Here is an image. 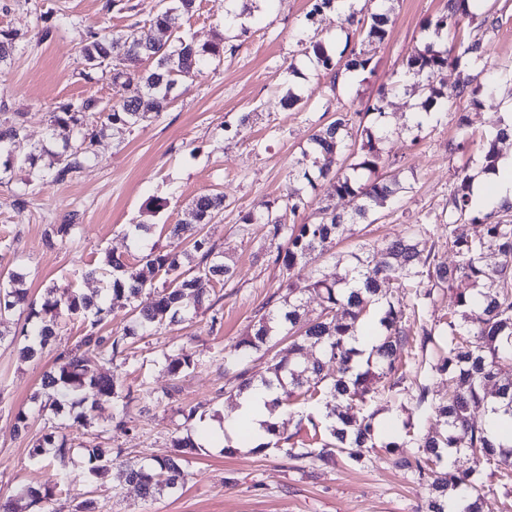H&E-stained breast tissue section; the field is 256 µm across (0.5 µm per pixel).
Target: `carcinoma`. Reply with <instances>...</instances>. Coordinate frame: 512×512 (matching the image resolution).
<instances>
[{
	"label": "carcinoma",
	"instance_id": "obj_1",
	"mask_svg": "<svg viewBox=\"0 0 512 512\" xmlns=\"http://www.w3.org/2000/svg\"><path fill=\"white\" fill-rule=\"evenodd\" d=\"M471 2L447 0L444 12L422 25L428 40L403 62L401 79L394 87L412 83L422 93L420 107L424 112L432 111L443 99L475 96L483 88L480 77L484 71L472 74L461 67L464 56L485 59L483 40L478 38L459 47L442 44L448 31L457 28L462 19L473 16ZM196 11L197 0H175L172 7L159 0L150 22L172 33L180 29L182 18H190ZM336 15L340 23L356 24L365 30L360 45L338 58L320 41L309 40L308 49L335 77L343 71L374 72L376 46L388 34V0H377L361 16L355 10L347 14L338 11ZM17 39L13 33L0 31V63L13 54ZM81 54L82 75L90 79L94 74L109 73L113 83L127 89V95L106 106L88 98L62 103L50 112L49 138L61 142L62 151L40 149L50 156L46 170L36 168L33 155L24 159L36 180L46 175L57 182L67 180L92 159L94 142L108 129L130 128L148 118L150 112L158 115L166 111L180 85L223 56L224 44L218 40L200 45L182 35L174 36L169 43L151 41L141 35L134 23L110 36L87 35ZM450 66L458 72L455 84L447 89L442 75ZM382 136V128L367 126L363 120L357 122L348 112L336 113L334 120L312 135L311 149L303 157L317 170V179H312L307 170L303 178L312 186L320 182L327 199L349 198L352 213L345 216L326 204L318 208L314 222H288L286 216L296 217L311 206L301 190L294 189L285 195L283 213L267 204L259 216H247L244 223L263 225L266 237L278 242L274 263L289 271L312 252L328 253L336 238L357 233L356 219H366L392 204L399 182L394 177L378 176L385 164L378 147ZM24 137L23 113L15 112L1 121L0 155L11 154V146ZM511 138V126L497 129L486 147L481 170L495 169L500 155L498 144ZM356 144L357 159L350 165L349 174L339 164V156ZM473 180L468 168H462L448 195V249L457 257L455 264L443 262L436 243L423 237L422 225L412 224L405 234L384 245L382 261H374L371 250L362 246L350 254L349 263L339 276L316 278L304 285L288 282V299L284 304L261 316L253 335L239 343L240 353L224 357V366L238 369L239 396L254 385L253 378L242 368L247 351L268 347L278 336L292 338L291 358L274 362L271 377L262 380V384L279 391L277 408L295 396L346 403V410L333 407L326 414L329 423L325 430L331 441L324 440L320 447L302 453L288 451L292 458H310L330 465L343 457L358 462L368 449L376 447L372 416L357 417L350 409L363 406L376 396H406L402 388L406 366L402 350L410 343V337H419L423 349L429 344L436 347L439 363L431 372L448 375V398H434L430 372L424 373L413 395L416 403L435 419L436 430L408 431L403 442L385 444L395 467L428 482V512H480L482 485L474 472L452 471L445 466V459L453 453L468 451L479 465L492 462L501 478L512 480V448L494 443L486 428L471 419L472 409L479 406L512 417V203L474 206ZM222 212V192L199 195L190 203V214L197 224H211ZM455 224H475L477 234L457 235ZM193 250L200 254L193 265L185 263L182 254L154 245L142 248L140 269L112 260V285L99 302L72 292L59 294L54 286L47 289L36 313L39 321L22 329L26 344L21 354L25 358L35 356L49 344L63 311L72 316L91 313L100 322L112 307L128 305L133 313V326L123 336L87 334L63 353L59 364L43 376L42 386L53 391L45 406L57 413L62 402L76 399L87 386L97 389L102 397L121 398V388L97 375L82 348L93 347L113 359L125 352L127 336L139 332L150 335L167 320L184 319L186 297H194L207 310L212 308V283L219 278L232 279L235 269L224 261L206 235L194 240ZM157 271L163 273L165 280L162 288L154 290L152 304L135 306L147 284L145 273ZM389 282L397 285V296L386 301L378 320V342L362 370V352L352 346L351 339L368 309L380 303L382 285ZM445 287L455 294L457 318L448 320L447 334L441 335L429 323L426 300L433 296V290ZM310 290L321 294V311L316 317L305 319L301 313L302 297ZM25 302L22 277L16 272L9 273L8 280L0 282V321ZM324 359L336 364L335 376L322 374ZM194 365L192 355L184 354L170 359L168 370L180 375ZM46 448L55 449L61 457L70 451L66 439L58 441L51 433L34 451L40 454ZM174 448L176 452L170 457L129 466L128 481L138 485L143 497L153 498L165 490H174L183 481L181 462L187 451L194 449V443L188 436L177 438Z\"/></svg>",
	"mask_w": 512,
	"mask_h": 512
}]
</instances>
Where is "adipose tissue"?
<instances>
[{
    "label": "adipose tissue",
    "instance_id": "1",
    "mask_svg": "<svg viewBox=\"0 0 512 512\" xmlns=\"http://www.w3.org/2000/svg\"><path fill=\"white\" fill-rule=\"evenodd\" d=\"M472 198L479 204L491 199L512 202V157L499 160L495 172L481 175L474 181ZM273 397V392L265 386H253L239 399L233 417L223 424L206 426L198 437L199 443H207L214 437L235 447L260 442L262 425L272 418L269 404Z\"/></svg>",
    "mask_w": 512,
    "mask_h": 512
}]
</instances>
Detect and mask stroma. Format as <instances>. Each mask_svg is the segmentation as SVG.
Returning <instances> with one entry per match:
<instances>
[{
	"label": "stroma",
	"mask_w": 512,
	"mask_h": 512,
	"mask_svg": "<svg viewBox=\"0 0 512 512\" xmlns=\"http://www.w3.org/2000/svg\"><path fill=\"white\" fill-rule=\"evenodd\" d=\"M105 2L0 0V30L18 35L11 60L0 65V119L23 113L27 133L12 148L17 165L0 175V270L22 274L30 299L37 302L53 285L103 296L112 278L107 255L131 260L138 254L135 225H150L149 244L184 249V242L169 237L167 225L188 219V205L197 195L220 192L224 212L208 231L237 274L215 286L218 317L204 312L154 335L130 337L124 356L111 361L89 351L103 373L132 393L172 392L170 400L147 410L131 403L124 430L112 421L115 403H100L92 427L83 428L73 422L78 406L43 413L38 393L43 373L81 336L122 334L131 321L128 310L114 308L96 325L61 315L55 341L30 360L18 354L29 311L11 313L0 324L6 337L0 343V499L42 488L61 473L69 481L45 502L44 512H82L87 500L95 512H417L427 500V489L412 474L393 467L385 448L404 436L405 423L422 424L424 417L410 399L370 402L368 409L377 417L395 420L394 430L381 436L380 447L361 461H342L333 468L290 458L274 446L228 455L210 442L189 457L177 491L146 500L127 482L126 467L172 455L171 440L184 434L189 409L199 413L193 422L197 429L233 411L235 403L224 393L235 386V372L225 368L224 357L252 333L269 307L281 304L285 280L342 274L344 259L360 245L379 246L423 218L428 239L441 246L440 257L455 263V255L444 248L449 229L436 218L457 172L479 167L486 140L512 104V0H482V13L500 20L496 29H482L478 20L467 18L450 34L456 43L482 38L494 90L476 100L466 96L448 102L420 128L415 125L420 96L409 88L393 89L392 83L407 55L420 46L423 21L441 12L446 0H394L392 25L376 49L374 72L349 75L335 84L304 46L313 36L337 51L359 42L361 32L353 27L341 31L335 13H324L311 25L306 14L312 0H198V10L183 20L181 31L201 44L223 40L229 51L222 60L187 81L167 112L133 128L111 129L96 144L92 160L72 178L30 181L20 160L47 143L48 118L56 106L86 98L113 103L125 94L110 76H82L86 33L103 26L118 31L135 22L143 35L161 36L148 21L157 0H121L109 11ZM49 10L67 15L70 23L45 40L43 15ZM228 10L238 17L229 28L224 25ZM383 88L388 94L385 114L378 120L385 130L380 147L403 191L362 232L340 238L329 253L311 254L283 273L272 261L275 244L261 225L245 223V216L266 203L280 206L292 187L319 199L320 191L311 190L305 179L291 177L311 135L337 113L364 109ZM290 92L300 101L282 108L281 100ZM458 140L464 141V151L449 153V142ZM19 197L24 200L20 206L15 203ZM152 198L163 200L164 208H148ZM66 223L72 226L69 236L48 245L47 230ZM181 353L193 355L197 365L176 379L168 374L166 359ZM21 411L28 415L23 432L15 420ZM50 432L66 436L71 444L66 460L35 454ZM93 446L103 448L108 460L96 476L88 472L86 453Z\"/></svg>",
	"instance_id": "35a3bbf8"
}]
</instances>
